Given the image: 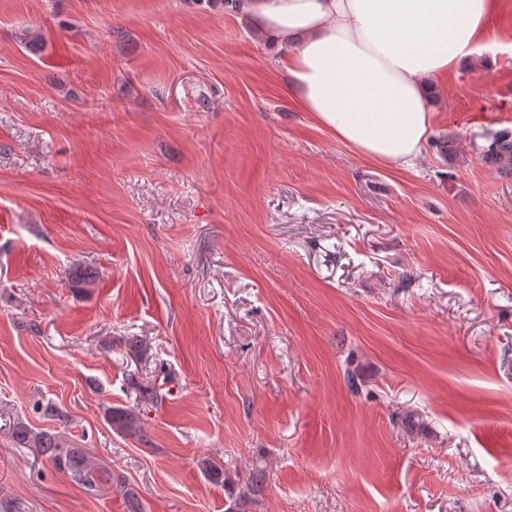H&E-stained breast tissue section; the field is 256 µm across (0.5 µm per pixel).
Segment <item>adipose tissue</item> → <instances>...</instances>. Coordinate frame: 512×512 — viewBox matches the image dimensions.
<instances>
[{"mask_svg": "<svg viewBox=\"0 0 512 512\" xmlns=\"http://www.w3.org/2000/svg\"><path fill=\"white\" fill-rule=\"evenodd\" d=\"M285 48L288 93L358 156L408 169L433 132L430 78L492 68L494 0H226Z\"/></svg>", "mask_w": 512, "mask_h": 512, "instance_id": "adipose-tissue-1", "label": "adipose tissue"}]
</instances>
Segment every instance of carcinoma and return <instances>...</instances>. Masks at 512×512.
Listing matches in <instances>:
<instances>
[{
  "mask_svg": "<svg viewBox=\"0 0 512 512\" xmlns=\"http://www.w3.org/2000/svg\"><path fill=\"white\" fill-rule=\"evenodd\" d=\"M484 163L492 165L501 172L512 170V132L502 131L496 134L490 144L482 152ZM129 384L135 389L143 390V401L154 404L163 400L165 394L162 388L155 386L143 389V378L139 371H133L128 376ZM144 414L140 408L111 407L106 414V420L112 431L138 443L150 447L151 440L144 428ZM11 437L22 448H33L45 456L53 466L61 472L71 475L82 485L93 490L98 487L97 481L103 479L110 484V488L132 502V512H140L134 491L122 479H112V475L104 470L94 468L88 461V454L78 448H68L60 441L58 436L49 431H35L26 423L20 421L14 424ZM198 467L202 474L214 484H222L227 489H234L231 475L224 470V465L211 457L198 460ZM265 474L263 469L257 468L248 478L230 502L226 512H249L247 505L252 503L253 496L261 491Z\"/></svg>",
  "mask_w": 512,
  "mask_h": 512,
  "instance_id": "obj_1",
  "label": "carcinoma"
}]
</instances>
